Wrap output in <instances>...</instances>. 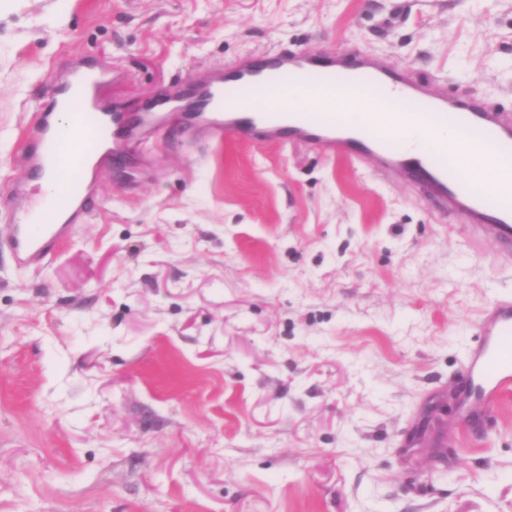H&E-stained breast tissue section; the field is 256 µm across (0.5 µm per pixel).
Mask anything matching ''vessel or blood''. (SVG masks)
Here are the masks:
<instances>
[{
  "mask_svg": "<svg viewBox=\"0 0 512 512\" xmlns=\"http://www.w3.org/2000/svg\"><path fill=\"white\" fill-rule=\"evenodd\" d=\"M89 82L82 109L58 120L42 112L26 137L27 166L63 174L62 188L41 205L30 182L16 186L22 215L11 227L18 266L42 264L73 229L75 217L87 216L100 195V167H89L92 152L111 144L114 159H123L142 142L144 129L161 133L180 117L203 126L210 137L250 140L264 136L321 146L331 155L371 162L378 171L399 174L422 187L444 213L459 212L470 226L501 252H512V114L495 112L473 101L448 99L416 85L409 72L364 55L355 72L334 58L305 48L268 57L230 70H217L194 86L189 101L160 97L138 118L105 103L107 81L75 66L69 79L54 82L64 97ZM348 98V118L315 111L318 98ZM447 138L446 151L435 143ZM496 171L493 183L480 189L460 178L455 167L473 155ZM72 213V220L51 222L50 213ZM482 339L466 367L467 400L472 408L492 406L512 392V296L494 301L480 324Z\"/></svg>",
  "mask_w": 512,
  "mask_h": 512,
  "instance_id": "vessel-or-blood-1",
  "label": "vessel or blood"
}]
</instances>
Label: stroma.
<instances>
[{
	"mask_svg": "<svg viewBox=\"0 0 512 512\" xmlns=\"http://www.w3.org/2000/svg\"><path fill=\"white\" fill-rule=\"evenodd\" d=\"M303 48L512 113V0H0V512H512V394L460 422L512 255L400 176L171 127L105 163L45 264H15L51 79L90 61L136 113Z\"/></svg>",
	"mask_w": 512,
	"mask_h": 512,
	"instance_id": "35a3bbf8",
	"label": "stroma"
}]
</instances>
